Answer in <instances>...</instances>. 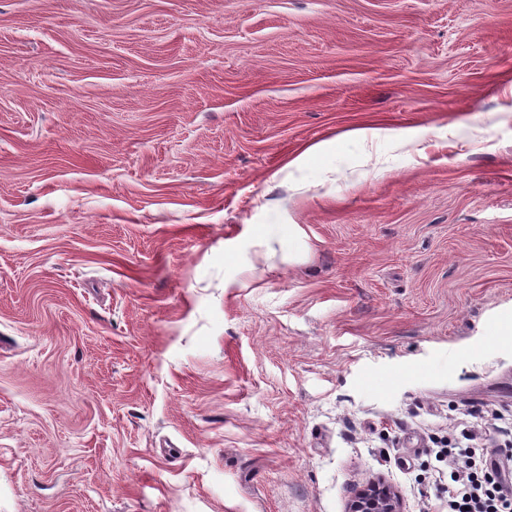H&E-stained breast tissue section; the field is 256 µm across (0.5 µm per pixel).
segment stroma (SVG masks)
Listing matches in <instances>:
<instances>
[{
	"mask_svg": "<svg viewBox=\"0 0 512 512\" xmlns=\"http://www.w3.org/2000/svg\"><path fill=\"white\" fill-rule=\"evenodd\" d=\"M510 322L512 0H0V512H445ZM346 512H405L403 500L385 479L378 478L356 488L346 504Z\"/></svg>",
	"mask_w": 512,
	"mask_h": 512,
	"instance_id": "stroma-1",
	"label": "stroma"
}]
</instances>
